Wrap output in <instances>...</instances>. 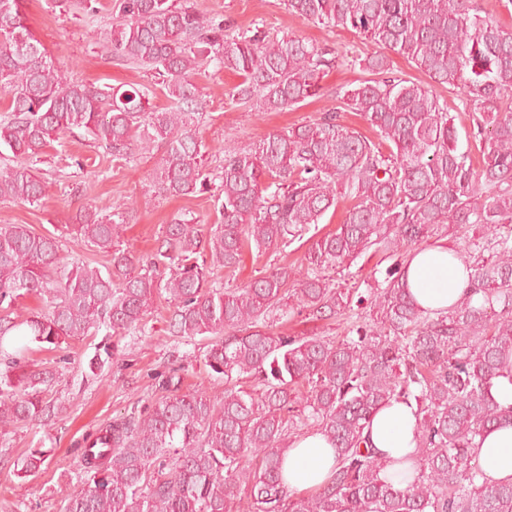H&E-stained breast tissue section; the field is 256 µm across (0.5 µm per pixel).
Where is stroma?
Masks as SVG:
<instances>
[{"label":"stroma","instance_id":"obj_1","mask_svg":"<svg viewBox=\"0 0 512 512\" xmlns=\"http://www.w3.org/2000/svg\"><path fill=\"white\" fill-rule=\"evenodd\" d=\"M194 2L199 11L222 19L230 33L259 28L280 37L326 44L347 56L348 62L334 67L322 79L320 96L282 112L244 111L230 98L240 82L232 71L212 65L196 76L205 107L195 115L192 127L202 140L209 180L206 192L169 197L154 193L149 174L163 155V145L125 162L114 160L110 153L81 136L67 135L51 142L36 164L45 183L41 202L0 203V224H25L35 233L54 236L62 244L63 255L75 254L100 267L107 264V254L74 240L68 226L84 204L109 214L119 205L130 203L135 213L123 227L120 244L133 255L145 257L156 247L163 225L174 216L218 223L220 215L214 196L221 185L225 150L263 140L335 107L337 93L368 79L360 58L379 50L378 45L355 31L328 28L290 13L285 0ZM110 3L111 0H98L99 11L90 19L53 8L47 0H23L22 12L28 29L48 52L83 81L111 87L146 83L143 70L115 62L107 51L94 44V30L112 23ZM389 60L397 75L431 86L434 95L447 103L455 117L461 150L470 152L474 163H481L480 141L474 135L471 112L460 93L431 84L423 71L400 55L390 54ZM307 247V242L297 241L282 252L258 258L244 256L239 269L214 270L211 283L224 289L243 286L273 267L300 264ZM388 264L382 252L368 251L336 282L356 295H369L382 286ZM155 307L145 327L124 332L110 363L99 373H91L88 363L108 341L101 332L70 339L57 350L30 352V362L56 371V380L44 391L43 398L58 406L59 411L51 420L0 432V512H62L66 491L81 488L87 479L79 465L84 437L115 419L137 414L157 393L162 375L169 371L180 370L182 391H223V381L211 378L204 364L207 338L170 336L165 299H157ZM34 448L47 451V460L36 475L17 477V461Z\"/></svg>","mask_w":512,"mask_h":512}]
</instances>
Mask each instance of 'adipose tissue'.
<instances>
[{"mask_svg":"<svg viewBox=\"0 0 512 512\" xmlns=\"http://www.w3.org/2000/svg\"><path fill=\"white\" fill-rule=\"evenodd\" d=\"M405 283L417 304L433 312L447 311L470 290V268L463 258L439 242L413 249L407 258ZM416 406L394 401L381 407L363 431L364 445L385 461L381 476L398 487L416 477L410 461L416 452ZM473 454L486 479L512 480V422L487 429ZM332 445L319 433L298 438L288 451L284 478L289 490L303 492L323 485L336 464Z\"/></svg>","mask_w":512,"mask_h":512,"instance_id":"adipose-tissue-1","label":"adipose tissue"}]
</instances>
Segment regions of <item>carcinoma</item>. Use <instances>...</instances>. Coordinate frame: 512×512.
<instances>
[{"mask_svg":"<svg viewBox=\"0 0 512 512\" xmlns=\"http://www.w3.org/2000/svg\"><path fill=\"white\" fill-rule=\"evenodd\" d=\"M97 15V0H50ZM22 0H0V202H39L33 161L80 130L116 160L165 144L149 173L160 195L206 187L201 141L191 129L203 101L193 78L210 63L237 73L232 99L255 110L294 107L318 94L338 61L335 49L255 30L224 33V21L191 0H118L103 48L136 65L150 82L128 89L79 83L27 28ZM288 10L326 27L352 29L416 64L438 85L459 90L485 141L483 164L458 149L454 117L433 92L397 75L373 54L376 78L339 96L336 109L286 132L224 154L222 192L212 227L175 218L149 259L119 248L132 207L103 215L90 204L73 233L111 255L101 270L60 254L57 238L25 224H0V428L45 421L58 408L42 398L56 372L28 363L37 347L55 350L91 331L145 324L166 296L170 335L210 337L206 365L224 392L179 393L180 376L138 416L116 419L85 439V485L63 512H512V483H489L471 452L488 427L512 421L494 400V380L512 373V29L478 14L469 0H287ZM173 105L147 110L151 87ZM359 113L373 141L340 122ZM353 201L345 220L310 236L304 273L278 266L241 288L208 285L216 268L234 270L244 252H277ZM463 233L473 257L471 292L448 313L422 309L404 284V253L448 232ZM483 230L473 239L467 233ZM376 246L396 260L385 287L370 295L374 317L341 341L268 329L288 308L312 320L354 310L342 272ZM490 248L491 259L478 252ZM24 296L48 300L22 321ZM309 386L297 409L301 388ZM392 401L418 414L417 477L405 488L381 478L384 462L361 447L371 416ZM306 430L337 450L329 480L296 493L284 485L288 438ZM44 452L16 469L36 474Z\"/></svg>","mask_w":512,"mask_h":512,"instance_id":"cac0c4a2","label":"carcinoma"}]
</instances>
